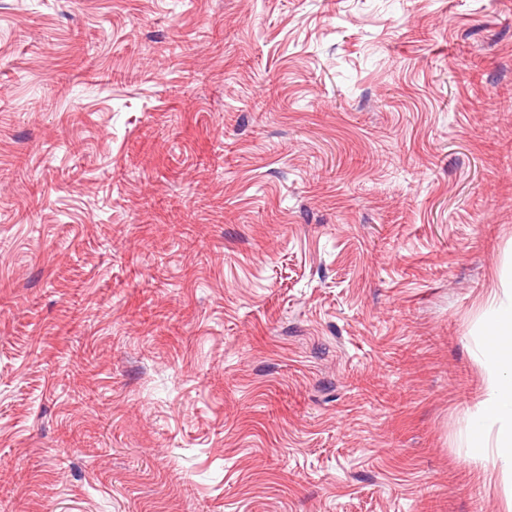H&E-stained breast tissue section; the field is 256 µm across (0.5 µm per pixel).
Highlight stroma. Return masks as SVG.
I'll return each instance as SVG.
<instances>
[{"instance_id":"stroma-1","label":"stroma","mask_w":512,"mask_h":512,"mask_svg":"<svg viewBox=\"0 0 512 512\" xmlns=\"http://www.w3.org/2000/svg\"><path fill=\"white\" fill-rule=\"evenodd\" d=\"M512 0H0V512H512ZM486 325L487 337L495 343L487 354L501 368L492 380L491 393L481 404L477 426L486 420L506 421L497 437L494 464L500 463L512 470V294L507 301L493 298L489 304Z\"/></svg>"}]
</instances>
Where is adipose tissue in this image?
<instances>
[{
    "label": "adipose tissue",
    "instance_id": "ef3b65f1",
    "mask_svg": "<svg viewBox=\"0 0 512 512\" xmlns=\"http://www.w3.org/2000/svg\"><path fill=\"white\" fill-rule=\"evenodd\" d=\"M487 336L494 344L487 354L499 368L494 376L489 397L482 403V420L501 422L495 460L512 469V298L492 300L488 310Z\"/></svg>",
    "mask_w": 512,
    "mask_h": 512
}]
</instances>
